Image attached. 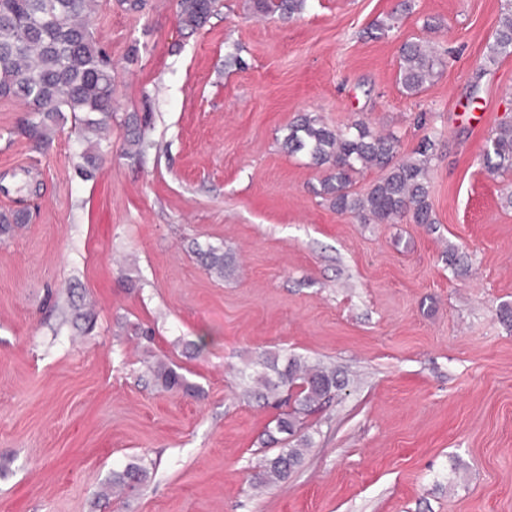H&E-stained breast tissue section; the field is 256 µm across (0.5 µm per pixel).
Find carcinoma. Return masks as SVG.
I'll use <instances>...</instances> for the list:
<instances>
[{
	"label": "carcinoma",
	"instance_id": "cac0c4a2",
	"mask_svg": "<svg viewBox=\"0 0 512 512\" xmlns=\"http://www.w3.org/2000/svg\"><path fill=\"white\" fill-rule=\"evenodd\" d=\"M0 0V98L16 99L26 107L16 132L39 147L49 145L65 113L74 119L80 147L81 174L92 178L102 158V140L112 121L115 83L112 61L99 47L92 28V17L99 0ZM308 0H254L256 12L290 18L303 12ZM220 0H176L181 30L190 34L205 26L218 10ZM512 55V10L500 18L493 41L487 47V61ZM447 65L445 54L427 42L403 45L398 79L410 95L419 93L432 81L436 69ZM122 155L139 161L153 147L147 136L148 115H132L126 124ZM288 151L306 153L313 164L325 166L329 174L321 182L320 193L332 208L351 213L377 224H389L409 215L417 224L434 229L429 201L428 174L435 159L436 141L424 136L407 158H397L400 138L372 132L362 121L343 129H332L313 116L291 123L284 134ZM486 169L492 174H512V120H504L492 132L483 149ZM372 167L385 170L362 194L351 191L354 177ZM208 269L224 275V252L210 248L203 253ZM262 366L263 371L243 374L248 389L265 401H279L285 387L294 396L293 412L276 420L275 431L293 436L298 415L314 410L344 384L340 372L321 363H310L299 356L288 358L284 369L276 359ZM153 382L167 391L183 390L192 396L201 389L190 383L181 367L160 361L151 371ZM305 449L282 448L265 460L257 475L261 484L288 479L300 465ZM148 479L145 467L130 463L112 471L107 482L111 492L130 494Z\"/></svg>",
	"mask_w": 512,
	"mask_h": 512
}]
</instances>
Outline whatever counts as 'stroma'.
Wrapping results in <instances>:
<instances>
[{
  "mask_svg": "<svg viewBox=\"0 0 512 512\" xmlns=\"http://www.w3.org/2000/svg\"><path fill=\"white\" fill-rule=\"evenodd\" d=\"M401 3L308 0L284 20L223 0L187 36L175 0H101L117 90L91 179L73 120L39 150L15 132L23 103L0 99V212L30 213L0 236V512H512V176L482 165L512 118V55L483 60L506 0ZM416 40L450 60L408 96ZM132 112L151 116L140 163L121 155ZM304 114L395 133L403 157L435 136L436 230L333 210L325 168L282 146ZM211 245L223 276L196 252ZM272 354L345 384L304 417L301 464L260 492L279 411L241 374ZM158 359L202 396L154 386ZM131 462L144 486L100 498Z\"/></svg>",
  "mask_w": 512,
  "mask_h": 512,
  "instance_id": "1",
  "label": "stroma"
}]
</instances>
